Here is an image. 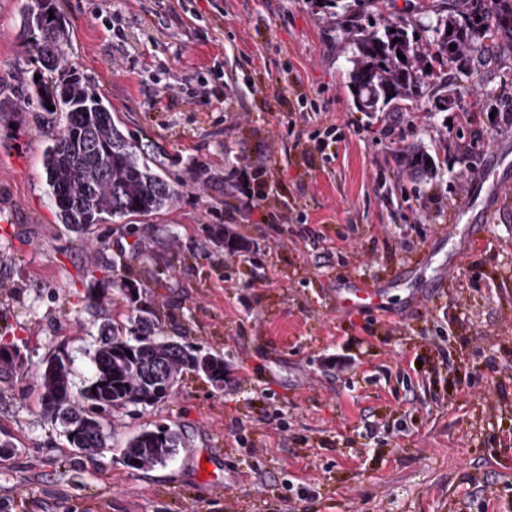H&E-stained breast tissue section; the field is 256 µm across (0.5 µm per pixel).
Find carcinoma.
Returning a JSON list of instances; mask_svg holds the SVG:
<instances>
[{
    "label": "carcinoma",
    "instance_id": "carcinoma-1",
    "mask_svg": "<svg viewBox=\"0 0 512 512\" xmlns=\"http://www.w3.org/2000/svg\"><path fill=\"white\" fill-rule=\"evenodd\" d=\"M432 38L422 42L403 23L393 21L367 29L343 14L338 22L342 38L354 45L349 87L361 112H385L415 100L437 71L450 62L473 54L507 35L512 38V0H440ZM495 24H489V17ZM21 36L39 49L43 69L57 74L51 82L22 77L27 101L38 106L50 144L43 154L49 199L61 223L81 233L107 218L145 216L172 207L182 185L161 175L138 141L112 118L103 100L73 69L62 47L68 40L65 19L55 0H26L21 12ZM405 59H400L399 55ZM54 106L49 110L47 105ZM399 164L421 177L434 175L429 151L414 147L403 151ZM129 303L130 336L104 321L93 356L92 376L73 392L67 358L56 356L38 372L44 413L84 454L107 448L100 423L115 409L152 406L169 397L185 369L207 381L231 370L224 357L157 336L156 310L142 301L143 290L134 280L113 282ZM135 288L139 296L132 297ZM132 355H127V352ZM180 444L179 433L168 427L142 430L124 448L125 465L135 471L171 459Z\"/></svg>",
    "mask_w": 512,
    "mask_h": 512
}]
</instances>
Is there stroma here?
Segmentation results:
<instances>
[{
  "label": "stroma",
  "instance_id": "35a3bbf8",
  "mask_svg": "<svg viewBox=\"0 0 512 512\" xmlns=\"http://www.w3.org/2000/svg\"><path fill=\"white\" fill-rule=\"evenodd\" d=\"M345 2L364 25L417 31L438 0ZM24 3L0 0V98L17 102L0 118V341L19 353L0 361V512H512V191L466 193L492 155L512 173V46L475 73L449 64L448 111L429 89L366 113L326 0H57L69 64L183 185L168 210L75 233L20 97L39 66ZM329 126L319 148L310 136ZM411 145L434 156L435 179L397 168L393 150ZM247 167L262 206L224 192ZM431 194L451 209L417 223ZM221 231L250 250L218 247ZM445 267L446 292L417 301ZM347 277L384 283L404 326L338 311ZM120 278L144 286L159 336L223 356L233 381L219 391L185 371L170 398L103 416L107 450L79 455L44 414L36 371L66 355L73 389L88 382L102 318L130 314ZM334 354L351 367L328 370ZM161 426L180 432L176 455L126 467L128 439Z\"/></svg>",
  "mask_w": 512,
  "mask_h": 512
}]
</instances>
